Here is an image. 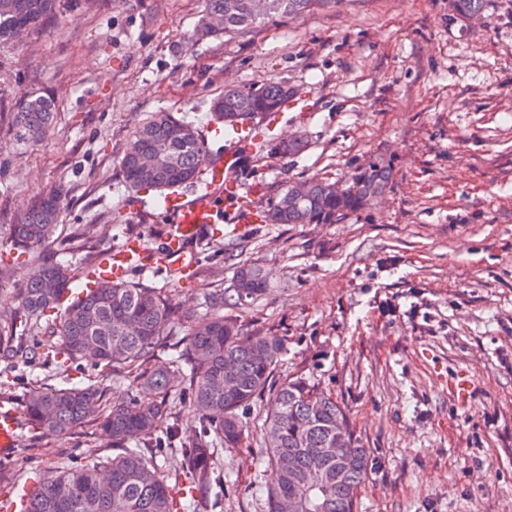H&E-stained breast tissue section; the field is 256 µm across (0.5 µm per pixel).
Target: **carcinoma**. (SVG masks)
Here are the masks:
<instances>
[{
  "label": "carcinoma",
  "mask_w": 512,
  "mask_h": 512,
  "mask_svg": "<svg viewBox=\"0 0 512 512\" xmlns=\"http://www.w3.org/2000/svg\"><path fill=\"white\" fill-rule=\"evenodd\" d=\"M59 0H0V42L37 30L55 13ZM316 0H204L196 35L220 39L244 34L261 19L299 16ZM457 18L483 14L486 0H449ZM293 95L286 85L264 84L224 90L211 101L214 119L228 131L244 128L233 117L246 110L269 115ZM55 106L47 97L20 101L10 113V127L18 145L29 147L52 129ZM303 142L268 141L260 150L270 154L299 152ZM146 153L159 158L156 169L145 174L140 160ZM210 157L205 141L193 125L169 112H155L129 136L119 166L126 186L136 191H169L194 184ZM389 168L373 161L346 178V189L311 180L301 199L282 184L267 194L265 224H332L364 209L386 190ZM62 194L51 190L39 196L11 225L12 249L31 255L48 251L58 230ZM249 237L220 244L224 263L233 269L231 286L207 297L204 312L192 320L184 349L177 357L155 362L141 384L160 400L146 405L136 399L112 405L100 423L122 446L116 455L96 453L68 457L51 476L31 486L18 500L20 512H177L172 490L156 462V451L175 446L190 484L200 496L218 505V484L213 477L211 449L237 446L244 439L242 414L270 387L273 372L284 352V342L273 334L243 335L226 308H240L262 295L266 277L256 263L241 259ZM112 251H101L79 266L50 258L15 289L18 306L0 313V400L11 399L6 379L27 384L23 408L30 426L52 437H64L94 415L102 389L93 384L49 388L30 381L36 370L49 365L67 372L78 360L90 362L98 372H110L150 356L170 334L174 310L171 299L157 288L135 281L102 283L89 297L65 303L76 278L89 280L100 267L113 261ZM55 310L59 318L50 320ZM57 337L60 347L49 352L43 339ZM186 377L182 395L192 407L196 425L186 431L162 427L175 373ZM274 412L261 430L273 469L267 488V512H281L282 503H306L297 512H356L359 488L372 470L373 459L352 426L343 432L336 422L348 421L345 408L332 393L294 377L275 391ZM320 480L308 485L310 470Z\"/></svg>",
  "instance_id": "carcinoma-1"
}]
</instances>
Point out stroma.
<instances>
[{
	"label": "stroma",
	"instance_id": "stroma-1",
	"mask_svg": "<svg viewBox=\"0 0 512 512\" xmlns=\"http://www.w3.org/2000/svg\"><path fill=\"white\" fill-rule=\"evenodd\" d=\"M202 0H61L37 32L0 44V252L14 287L34 271L10 252L11 224L39 194L64 186L51 258L75 249L153 246L167 227L158 192H133L118 158L151 113L194 125L211 154L210 101L230 86L288 85L273 136L301 137L282 158L252 153L235 172L244 198L259 183L340 181L380 160L385 194L333 224H264L244 259L265 293L235 312L245 334L274 333L285 352L273 381L302 376L330 391L373 458L358 512H512V0H488L479 20L449 0H323L252 31L195 40ZM48 95L58 115L30 148L9 114ZM207 237L194 277L133 273L178 307L166 359L184 347L207 294L233 272ZM472 382L458 405L457 373ZM265 392L244 413L246 437L213 451L224 483L215 512H265L272 471L260 430ZM114 455L96 421L54 438L23 428L0 479V501L46 478L73 449Z\"/></svg>",
	"mask_w": 512,
	"mask_h": 512
}]
</instances>
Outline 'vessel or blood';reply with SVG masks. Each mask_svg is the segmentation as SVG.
Returning <instances> with one entry per match:
<instances>
[{
	"label": "vessel or blood",
	"mask_w": 512,
	"mask_h": 512,
	"mask_svg": "<svg viewBox=\"0 0 512 512\" xmlns=\"http://www.w3.org/2000/svg\"><path fill=\"white\" fill-rule=\"evenodd\" d=\"M222 156L211 158L203 169L197 186L173 191L165 199L164 211L170 231L154 249L136 241L129 242L122 252V265L105 267L100 277L116 279L133 271H144L163 259L176 274L189 273L195 266L194 249L198 240L214 224L229 219L244 225L255 222L253 211L238 210L236 201L241 187L231 173L237 167L242 153L250 151L248 140L228 136L224 139ZM21 431L18 410L9 403L0 402V456L14 448Z\"/></svg>",
	"instance_id": "1"
}]
</instances>
